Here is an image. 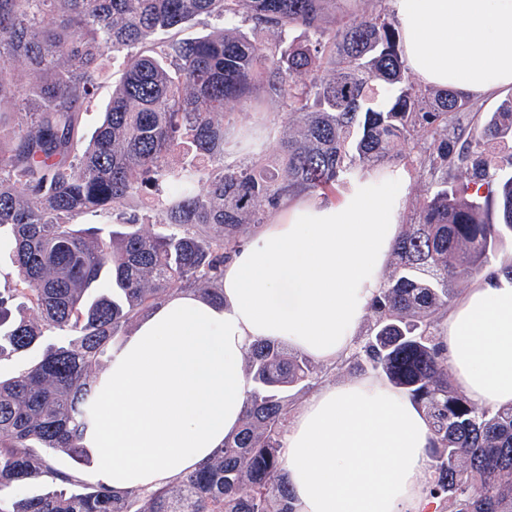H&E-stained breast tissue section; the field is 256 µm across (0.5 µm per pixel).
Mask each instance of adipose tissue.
Returning a JSON list of instances; mask_svg holds the SVG:
<instances>
[{
    "instance_id": "adipose-tissue-1",
    "label": "adipose tissue",
    "mask_w": 512,
    "mask_h": 512,
    "mask_svg": "<svg viewBox=\"0 0 512 512\" xmlns=\"http://www.w3.org/2000/svg\"><path fill=\"white\" fill-rule=\"evenodd\" d=\"M408 68L470 99L512 86V0H391ZM364 173L337 194L286 199L224 264V302L167 299L112 353L85 443L91 476L157 487L235 433L251 380L242 360L276 340L327 366L346 359L400 234L408 178ZM440 339L474 403L512 405V275L489 266L449 308ZM432 434L375 374L324 385L288 425L282 458L297 512H425Z\"/></svg>"
}]
</instances>
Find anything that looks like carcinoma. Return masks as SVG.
<instances>
[{"label": "carcinoma", "instance_id": "carcinoma-1", "mask_svg": "<svg viewBox=\"0 0 512 512\" xmlns=\"http://www.w3.org/2000/svg\"><path fill=\"white\" fill-rule=\"evenodd\" d=\"M333 0H0V247L14 273L0 288V361L46 336L30 369L0 378V512H296L284 480L290 391L328 375L284 344L245 351L252 380L239 430L201 467L152 490H114L56 468L89 463L102 358L171 295L224 304V262L288 197L333 194L387 171L401 142L429 141L428 191L393 249L370 305L369 333L345 360L417 404L433 435L435 512H512V406H478L448 377L438 322L461 287L512 236V96L481 127H449L469 101L406 78L391 14L326 26ZM200 17L214 30L176 34ZM243 19L278 34L257 44ZM299 29L303 39L286 42ZM125 67L102 124L82 146V112ZM288 112L268 126L277 155L224 161L227 106L257 95ZM178 163L169 161L175 149ZM157 191L151 215L117 205ZM107 214L112 230L77 223ZM30 305L35 321L18 319ZM59 489L19 496L31 480Z\"/></svg>", "mask_w": 512, "mask_h": 512}]
</instances>
